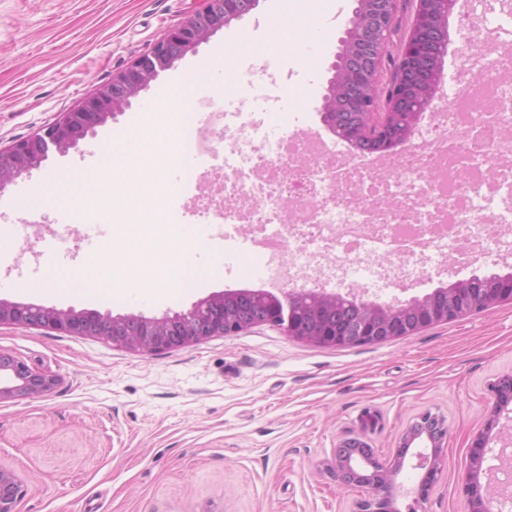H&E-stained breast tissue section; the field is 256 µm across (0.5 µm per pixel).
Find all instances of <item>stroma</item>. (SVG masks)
Masks as SVG:
<instances>
[{"mask_svg": "<svg viewBox=\"0 0 512 512\" xmlns=\"http://www.w3.org/2000/svg\"><path fill=\"white\" fill-rule=\"evenodd\" d=\"M272 0H259L241 19L214 33L194 52L160 72L130 108L98 127L95 138L0 191V216L17 223L36 180L95 162L99 140L128 131L159 92L181 80L217 47L242 31L265 36ZM204 0H0V147L51 126L148 52L172 27L200 10ZM353 0H341L331 20L336 35L308 44L303 59L286 55L242 58L235 74L215 67L198 83L192 112L204 103L236 109L250 102V80L279 76L277 94L294 135L312 130L328 147L348 143L326 134L317 107L339 50ZM500 28L512 40V10L474 8L459 0L448 20L444 92L459 88L460 58L471 30ZM154 151L140 167L157 164L155 191H139V172L127 173L135 192L114 199L123 224L120 246L99 244L78 226L62 228L63 204L48 201L28 230V249H0V298L112 315H162L224 289H260L255 267L221 256V243L194 253L203 274L195 290L146 298L93 300L76 290L45 286L44 247L60 267H81L89 254H111L128 277L158 274L151 258L172 248L151 211L172 202L168 182L185 161L177 121L151 134ZM136 230H127L129 219ZM512 272V254H493L473 266L438 261L426 279L409 287L369 272L354 275L367 299L420 297L457 279ZM25 283L29 292H17ZM0 353L55 374L47 396L0 400V467L14 470L25 494L18 512H351L359 491L330 474L338 440L358 430L364 411L376 415L368 436L377 454L392 456L417 415L430 410L449 427L444 462L430 493L429 512H463L460 477L483 429L490 385L512 371V303L429 327L388 342L341 349L297 341L279 327L257 325L159 355L135 353L89 336L5 323Z\"/></svg>", "mask_w": 512, "mask_h": 512, "instance_id": "35a3bbf8", "label": "stroma"}]
</instances>
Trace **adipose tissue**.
<instances>
[{"label":"adipose tissue","mask_w":512,"mask_h":512,"mask_svg":"<svg viewBox=\"0 0 512 512\" xmlns=\"http://www.w3.org/2000/svg\"><path fill=\"white\" fill-rule=\"evenodd\" d=\"M333 0H311L309 20L302 21L294 16L276 17L269 15L266 26L267 36L262 44H253L249 35H241L238 48H216L210 59L211 64L224 68L225 72H234L240 60L241 50L263 56L301 52L310 35H317L320 41H328L333 33L325 17L335 11ZM199 79L198 73H190L179 84L164 89L156 103L157 111L152 116H140L138 125L143 129H154L166 124L168 119L177 118L180 122L195 119L188 101L190 93ZM147 137L132 138L116 135L102 140L97 147L98 169L100 172L121 177L127 168L135 165L137 158L147 151ZM209 241L202 236L195 237L191 250H179L175 256L167 257L160 265L162 276L157 285L178 293L197 288L198 279L190 271L192 251L209 249ZM71 287L79 289L91 299H106L112 296L126 297L145 293L146 282L131 279L123 274L111 271L108 259L91 256L84 265L83 272L72 274Z\"/></svg>","instance_id":"adipose-tissue-1"}]
</instances>
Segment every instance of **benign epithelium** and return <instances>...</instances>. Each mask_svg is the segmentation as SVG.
<instances>
[{
  "mask_svg": "<svg viewBox=\"0 0 512 512\" xmlns=\"http://www.w3.org/2000/svg\"><path fill=\"white\" fill-rule=\"evenodd\" d=\"M401 0H355L341 49L330 70L328 87L317 111L323 125L339 139L367 135L390 154L410 143L423 123L435 112L434 102L445 98L443 72L435 81L419 86L415 77L428 67L424 44L432 41L446 0H413V17L405 29L398 67L383 82L382 61L397 33ZM257 0H206L203 9L157 41L112 81L50 127L13 145L0 148V192L17 178L41 167L54 151L64 155L96 129L116 118L132 99L147 89L160 72L195 50L212 34L250 13ZM480 288L482 307L512 301V273L474 275L456 280L448 288L421 298L392 301L368 300L351 290L328 292L315 288L275 290H222L195 301L190 308L160 317L144 314L113 316L94 310L58 309L54 306L11 302L0 298V324L12 323L104 339L116 347L158 354L202 343L214 336L241 333L258 324L282 328L295 340L327 348L386 342L412 336L447 323L477 307L469 292ZM7 372L18 384L0 387V399L11 396L42 397L52 392L56 379L36 372L15 358L0 354V373ZM492 404L484 428L470 446V463L461 477L463 512H506L512 509V492L492 493L489 473L491 433L500 416L512 406V372L491 384ZM448 439L445 416L429 410L409 426L390 459L372 448L366 427L346 434L336 445L330 472L336 481L357 489L361 498L354 512H399L396 477L412 445L425 449L414 454L415 468L423 476L415 489L419 504L428 501ZM24 495L22 480L0 468V512H16Z\"/></svg>",
  "mask_w": 512,
  "mask_h": 512,
  "instance_id": "7a95c632",
  "label": "benign epithelium"
}]
</instances>
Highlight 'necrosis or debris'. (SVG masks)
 I'll use <instances>...</instances> for the list:
<instances>
[{"mask_svg":"<svg viewBox=\"0 0 512 512\" xmlns=\"http://www.w3.org/2000/svg\"><path fill=\"white\" fill-rule=\"evenodd\" d=\"M456 96L401 153L375 166L330 160L315 133H270L247 112H214L183 137L198 163L217 160L209 221L179 236L259 243L270 284L358 269L423 277L434 258H476L512 237V43L492 28L469 41Z\"/></svg>","mask_w":512,"mask_h":512,"instance_id":"4bbe7bcc","label":"necrosis or debris"}]
</instances>
